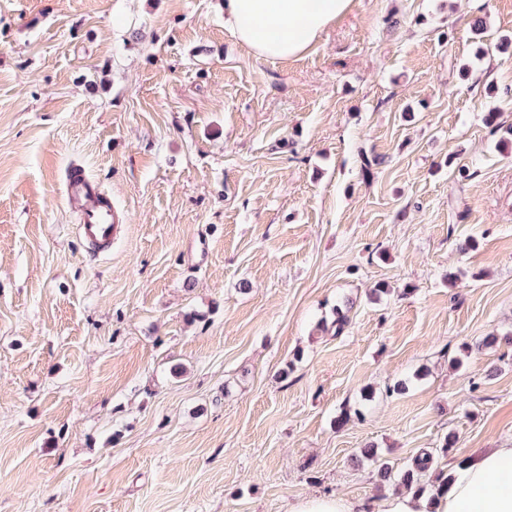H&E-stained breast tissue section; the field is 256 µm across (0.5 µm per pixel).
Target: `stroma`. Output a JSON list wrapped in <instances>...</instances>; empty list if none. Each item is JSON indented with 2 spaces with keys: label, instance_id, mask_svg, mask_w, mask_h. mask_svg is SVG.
Wrapping results in <instances>:
<instances>
[{
  "label": "stroma",
  "instance_id": "35a3bbf8",
  "mask_svg": "<svg viewBox=\"0 0 512 512\" xmlns=\"http://www.w3.org/2000/svg\"><path fill=\"white\" fill-rule=\"evenodd\" d=\"M477 17L512 35V0H352L272 63L218 0H0V512L377 502L367 445L512 443V54ZM64 194L78 215L83 236L102 248L110 247L119 224L112 199L80 169L67 174Z\"/></svg>",
  "mask_w": 512,
  "mask_h": 512
}]
</instances>
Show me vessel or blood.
<instances>
[{
	"instance_id": "obj_1",
	"label": "vessel or blood",
	"mask_w": 512,
	"mask_h": 512,
	"mask_svg": "<svg viewBox=\"0 0 512 512\" xmlns=\"http://www.w3.org/2000/svg\"><path fill=\"white\" fill-rule=\"evenodd\" d=\"M64 194L78 215L83 236L100 247H110L118 230V217L111 198L79 169L68 173Z\"/></svg>"
}]
</instances>
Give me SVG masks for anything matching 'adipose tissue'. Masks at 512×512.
<instances>
[{"mask_svg":"<svg viewBox=\"0 0 512 512\" xmlns=\"http://www.w3.org/2000/svg\"><path fill=\"white\" fill-rule=\"evenodd\" d=\"M351 0H221L224 27L249 52L272 62L298 59ZM447 490L390 493L376 506L334 494L295 500L289 512H512V446L489 448L450 467Z\"/></svg>","mask_w":512,"mask_h":512,"instance_id":"obj_1","label":"adipose tissue"}]
</instances>
